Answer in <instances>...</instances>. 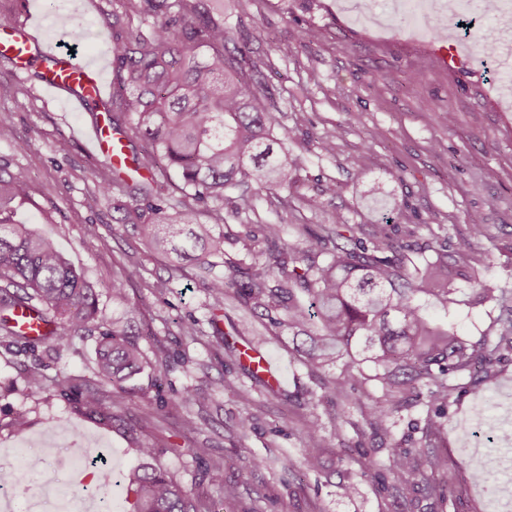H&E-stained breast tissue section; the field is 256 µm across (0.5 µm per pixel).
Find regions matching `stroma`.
<instances>
[{
    "label": "stroma",
    "instance_id": "obj_1",
    "mask_svg": "<svg viewBox=\"0 0 512 512\" xmlns=\"http://www.w3.org/2000/svg\"><path fill=\"white\" fill-rule=\"evenodd\" d=\"M117 2L37 0L31 7L33 33L51 39L61 25L81 21L84 36L68 40V47L84 58L113 62L122 41L104 21ZM204 2L223 20L230 44H248L256 78L278 118L275 133L303 158L288 190L261 197L252 211L225 215L223 224L212 225L231 258H245L241 239L250 224L283 225V242L295 246L340 222L368 232L382 226L402 244L448 254L471 225L481 224L487 235L476 244L472 262L481 278L512 299V100L502 97L489 60L481 58L476 72L461 74L439 62L433 31L454 27L452 16L423 24L399 12L361 23L345 10L344 0ZM310 28L320 31L319 41L305 38ZM4 86L16 89L11 96L0 92V109L10 112L14 138L0 141V165L23 171L31 188L17 221L55 239L73 264L101 285L99 320L130 317L147 337L141 342L146 365L134 380L139 393L110 427L75 411L51 382L58 365L88 374L97 331L86 332L59 355L46 344L31 354L0 343V449L62 429L65 449L109 454L121 476L143 462L126 433L132 426L161 444L157 465L190 490L198 485V471L187 450L197 444L211 448L213 459L224 464L225 482L235 484L243 512H274L276 500L287 512H396L398 500L405 512H489L495 487L473 480L477 447L468 443L465 429L479 407L485 418L502 422L500 401L512 396V351H501L491 372L457 379L449 398L410 399L389 440L375 436L370 424L380 388L369 387L354 406L342 401L312 406L309 392L317 379L289 356L287 343L264 346L282 369L279 390L256 385L240 365L216 356L215 337L193 340L188 331L193 320L212 317L221 329L236 327L249 340L259 319L232 303L211 312L189 263L155 256L130 225L113 223L116 194L104 192L95 179L102 160L90 154L80 135L102 106L71 111L65 97H49L35 76H17L1 58L0 89ZM449 112L450 124L443 120ZM328 140L335 145L330 154L323 149ZM327 186L333 194H324ZM314 196L321 201L316 211L308 205ZM123 266L135 272L125 306L112 301V278ZM140 304L147 314L136 313ZM427 305L436 319L472 342L494 335L502 313L491 299L471 308L445 307L433 299ZM158 342L179 352L181 361L158 364L153 353ZM39 362L47 365L46 378L33 388L27 371ZM187 391L207 398L187 409L197 426L189 435L182 432L183 412L157 409L159 399L176 401ZM18 415L27 420L21 437L11 428ZM432 421L443 425L447 442V499L417 487L385 491L375 474L362 471L366 454L387 467L393 440L428 470L431 448L423 434ZM316 422L328 446L321 451L322 470L312 471L305 464L310 446L305 432ZM285 464L297 476L288 488L280 482ZM348 475L360 487L352 501L336 495Z\"/></svg>",
    "mask_w": 512,
    "mask_h": 512
}]
</instances>
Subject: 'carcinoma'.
<instances>
[{
	"label": "carcinoma",
	"mask_w": 512,
	"mask_h": 512,
	"mask_svg": "<svg viewBox=\"0 0 512 512\" xmlns=\"http://www.w3.org/2000/svg\"><path fill=\"white\" fill-rule=\"evenodd\" d=\"M124 7L163 16L147 33L126 34L104 103L112 130L146 141L132 151V162L149 177H134L109 162L96 176L105 190L132 199L115 202L121 223L137 229L157 252L195 263L214 309L232 297L266 321L273 335L305 336L291 354L313 375L343 362L341 378L319 380L314 401H348L365 395L364 386L373 382L385 394L373 404L371 425L390 437L405 396L426 391L445 398L450 381L476 366L491 370L494 354L512 349V315L499 320L494 339L469 343L429 321L418 300L424 294L455 302L457 279L469 286L475 304L496 297L497 288L468 264L475 240L485 236L480 224L457 240L451 263L429 258L421 247L409 256L385 231L367 235L359 224L313 234L304 247L281 242L280 225L259 224L245 234L252 258L235 261L224 257L221 237L205 225L191 228L211 202H226L238 215L252 210L258 197L288 188L289 173L302 159L274 136L275 117L253 83L257 64L243 48L224 54V22L201 8L200 0H124ZM170 171L182 184L183 200L176 205L162 196L156 180ZM28 197L25 176L0 167V338L32 353L47 343L60 352L96 325L98 285L53 240L12 221L17 202ZM261 242L265 249L255 250ZM23 307L47 323L46 334L24 336L11 325L14 311ZM210 324L224 356L241 361L247 351L229 342L215 320ZM99 328L91 376L59 368L53 384L81 413L111 424L119 420L113 410L135 393L129 382L143 368L142 333L116 319ZM134 439L149 465L127 479L133 512H240L237 490L224 484L223 465L212 461L210 449H187L200 469L198 490L191 493L150 465L162 451L155 441L143 434ZM390 453L387 472L395 483H423V473L398 444H391Z\"/></svg>",
	"instance_id": "carcinoma-1"
}]
</instances>
